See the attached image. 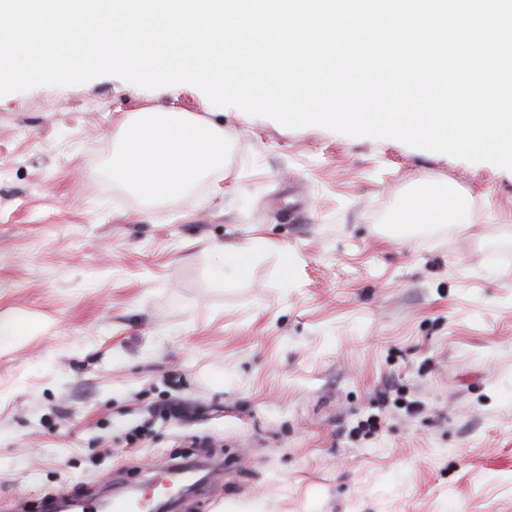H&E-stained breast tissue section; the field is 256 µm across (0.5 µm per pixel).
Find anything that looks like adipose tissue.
<instances>
[{"instance_id": "1", "label": "adipose tissue", "mask_w": 512, "mask_h": 512, "mask_svg": "<svg viewBox=\"0 0 512 512\" xmlns=\"http://www.w3.org/2000/svg\"><path fill=\"white\" fill-rule=\"evenodd\" d=\"M223 155L224 134L214 125L186 112H138L119 131L115 170L145 198L160 200L191 188L219 166ZM404 212L415 223L439 227L462 219L458 201H436L428 195L409 199ZM208 250L213 276L226 282L247 275L255 247L228 250L212 244Z\"/></svg>"}]
</instances>
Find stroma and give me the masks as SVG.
<instances>
[{
	"label": "stroma",
	"instance_id": "35a3bbf8",
	"mask_svg": "<svg viewBox=\"0 0 512 512\" xmlns=\"http://www.w3.org/2000/svg\"><path fill=\"white\" fill-rule=\"evenodd\" d=\"M135 112L224 132L147 202ZM460 193L462 227H404ZM263 244L217 281L208 244ZM512 170L115 76L0 96V512L207 463L184 512H512ZM293 275L283 279V255ZM375 422L361 437L357 425Z\"/></svg>",
	"mask_w": 512,
	"mask_h": 512
}]
</instances>
